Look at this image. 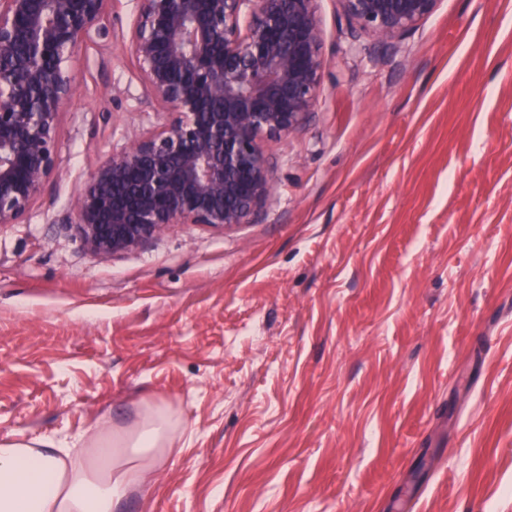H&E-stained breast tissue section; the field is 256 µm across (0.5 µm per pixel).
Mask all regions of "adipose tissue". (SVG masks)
<instances>
[{
  "label": "adipose tissue",
  "instance_id": "1",
  "mask_svg": "<svg viewBox=\"0 0 512 512\" xmlns=\"http://www.w3.org/2000/svg\"><path fill=\"white\" fill-rule=\"evenodd\" d=\"M169 429L168 415L155 411L134 431L101 441L86 465L67 461L48 440L1 441L0 512H114Z\"/></svg>",
  "mask_w": 512,
  "mask_h": 512
}]
</instances>
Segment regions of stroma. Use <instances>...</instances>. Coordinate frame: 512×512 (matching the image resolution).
Segmentation results:
<instances>
[{"label":"stroma","instance_id":"stroma-1","mask_svg":"<svg viewBox=\"0 0 512 512\" xmlns=\"http://www.w3.org/2000/svg\"><path fill=\"white\" fill-rule=\"evenodd\" d=\"M318 110L250 223L87 252L96 163L165 119L114 0L71 58L60 175L0 226V441L71 456L173 422L119 512H512V0H442L386 54L319 0Z\"/></svg>","mask_w":512,"mask_h":512}]
</instances>
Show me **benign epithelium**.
Returning <instances> with one entry per match:
<instances>
[{
	"instance_id": "7a95c632",
	"label": "benign epithelium",
	"mask_w": 512,
	"mask_h": 512,
	"mask_svg": "<svg viewBox=\"0 0 512 512\" xmlns=\"http://www.w3.org/2000/svg\"><path fill=\"white\" fill-rule=\"evenodd\" d=\"M380 50L441 0H339ZM112 0H0V225L18 224L59 176L60 114L79 90L75 47L104 35ZM127 48L166 122L101 162L66 223L88 252L116 257L176 224H246L268 201L263 141L317 111L329 60L318 0H138Z\"/></svg>"
}]
</instances>
